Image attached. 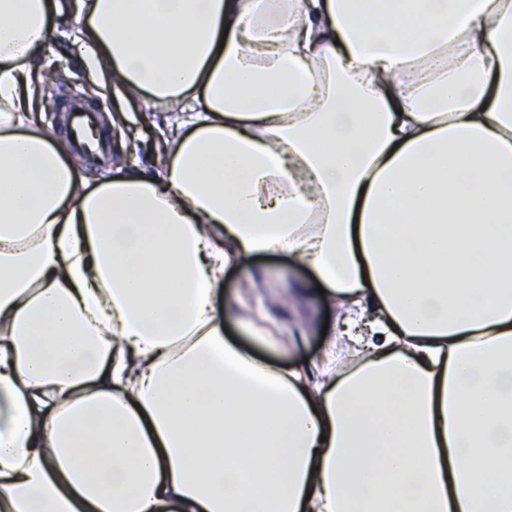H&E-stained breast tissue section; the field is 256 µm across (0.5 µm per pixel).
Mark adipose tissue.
<instances>
[{
  "label": "adipose tissue",
  "instance_id": "obj_1",
  "mask_svg": "<svg viewBox=\"0 0 512 512\" xmlns=\"http://www.w3.org/2000/svg\"><path fill=\"white\" fill-rule=\"evenodd\" d=\"M77 0L173 113L90 182L35 129L60 0H0V512H512V0ZM294 256L315 369L220 287Z\"/></svg>",
  "mask_w": 512,
  "mask_h": 512
}]
</instances>
